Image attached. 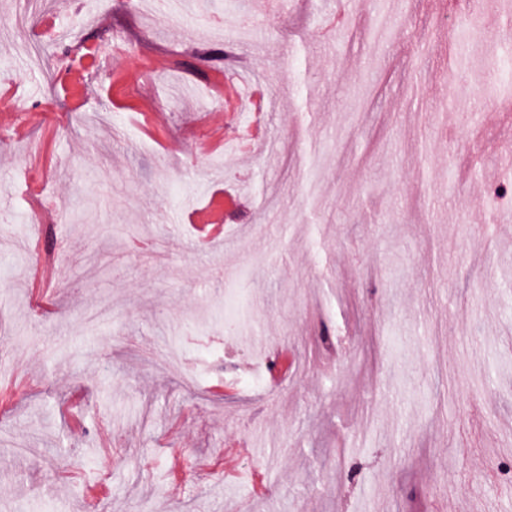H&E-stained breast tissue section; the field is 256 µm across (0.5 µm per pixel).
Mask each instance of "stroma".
Instances as JSON below:
<instances>
[{
  "mask_svg": "<svg viewBox=\"0 0 512 512\" xmlns=\"http://www.w3.org/2000/svg\"><path fill=\"white\" fill-rule=\"evenodd\" d=\"M225 2L0 0V512H512L498 0Z\"/></svg>",
  "mask_w": 512,
  "mask_h": 512,
  "instance_id": "35a3bbf8",
  "label": "stroma"
}]
</instances>
